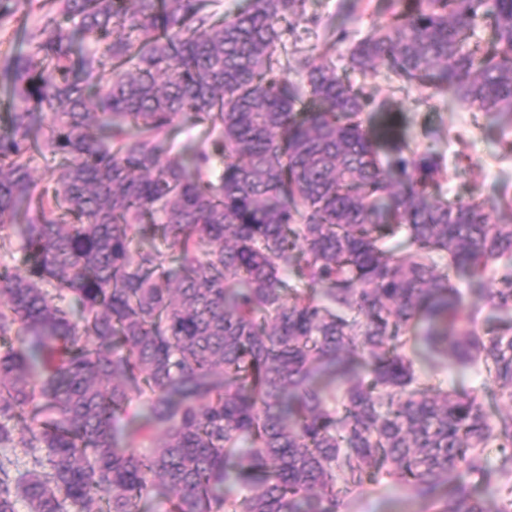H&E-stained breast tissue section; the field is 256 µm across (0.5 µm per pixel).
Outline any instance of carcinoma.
Here are the masks:
<instances>
[{
  "instance_id": "obj_1",
  "label": "carcinoma",
  "mask_w": 512,
  "mask_h": 512,
  "mask_svg": "<svg viewBox=\"0 0 512 512\" xmlns=\"http://www.w3.org/2000/svg\"><path fill=\"white\" fill-rule=\"evenodd\" d=\"M50 3L0 56V255L17 226L25 262L0 266V512H338L366 483L488 512L469 478L490 448L512 476V325L480 335L459 282L500 272L481 300L512 313L508 189L445 198L433 146L363 126L387 102L333 42L289 80L306 0ZM385 11L351 70L512 124V0ZM184 116L207 136L173 156ZM439 377L448 389H472L481 386L483 377L473 368L462 369L451 359H447L439 369Z\"/></svg>"
}]
</instances>
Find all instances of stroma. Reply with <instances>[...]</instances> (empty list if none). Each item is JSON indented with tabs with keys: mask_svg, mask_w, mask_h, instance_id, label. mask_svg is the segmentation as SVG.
<instances>
[{
	"mask_svg": "<svg viewBox=\"0 0 512 512\" xmlns=\"http://www.w3.org/2000/svg\"><path fill=\"white\" fill-rule=\"evenodd\" d=\"M384 17L382 0H358L355 18L348 25L349 36L335 48L339 70L348 71L351 82L363 85L376 99L390 101L392 117L411 143L434 145L447 165L442 192L449 200L492 198L503 187L512 188V156H502L497 127L475 126L469 108L463 105H424L418 90L395 91L385 73L365 78L349 72L348 56L354 41ZM339 512H427V507L406 487L368 484L345 495Z\"/></svg>",
	"mask_w": 512,
	"mask_h": 512,
	"instance_id": "obj_1",
	"label": "stroma"
}]
</instances>
